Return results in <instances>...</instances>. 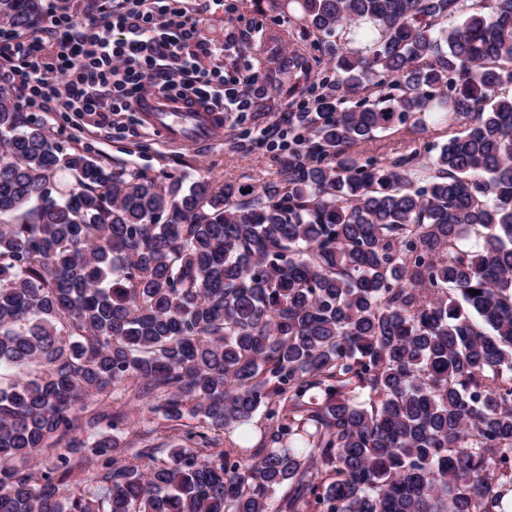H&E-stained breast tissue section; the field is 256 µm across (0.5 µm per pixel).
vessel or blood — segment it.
<instances>
[{
  "instance_id": "1",
  "label": "vessel or blood",
  "mask_w": 512,
  "mask_h": 512,
  "mask_svg": "<svg viewBox=\"0 0 512 512\" xmlns=\"http://www.w3.org/2000/svg\"><path fill=\"white\" fill-rule=\"evenodd\" d=\"M140 110L148 128L180 144L209 143L224 124L222 112L190 98L157 97Z\"/></svg>"
}]
</instances>
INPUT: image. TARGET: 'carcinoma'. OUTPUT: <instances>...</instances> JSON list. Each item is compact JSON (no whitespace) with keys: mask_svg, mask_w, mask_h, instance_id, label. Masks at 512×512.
Instances as JSON below:
<instances>
[{"mask_svg":"<svg viewBox=\"0 0 512 512\" xmlns=\"http://www.w3.org/2000/svg\"><path fill=\"white\" fill-rule=\"evenodd\" d=\"M267 8L335 38L336 94L246 194L65 153L0 91V512L512 508V0ZM430 119L437 153L356 156ZM122 392L172 441L127 439Z\"/></svg>","mask_w":512,"mask_h":512,"instance_id":"obj_1","label":"carcinoma"}]
</instances>
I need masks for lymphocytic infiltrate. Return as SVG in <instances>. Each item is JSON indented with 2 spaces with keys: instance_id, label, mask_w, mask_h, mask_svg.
Instances as JSON below:
<instances>
[{
  "instance_id": "lymphocytic-infiltrate-1",
  "label": "lymphocytic infiltrate",
  "mask_w": 512,
  "mask_h": 512,
  "mask_svg": "<svg viewBox=\"0 0 512 512\" xmlns=\"http://www.w3.org/2000/svg\"><path fill=\"white\" fill-rule=\"evenodd\" d=\"M199 25L168 0H122L86 23L59 0L41 36L0 33V78L20 91L24 111L84 114L110 134L124 132L121 113L163 94L241 111L254 75L231 81L207 67L213 51Z\"/></svg>"
}]
</instances>
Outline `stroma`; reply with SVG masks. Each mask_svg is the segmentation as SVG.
<instances>
[{
  "label": "stroma",
  "mask_w": 512,
  "mask_h": 512,
  "mask_svg": "<svg viewBox=\"0 0 512 512\" xmlns=\"http://www.w3.org/2000/svg\"><path fill=\"white\" fill-rule=\"evenodd\" d=\"M183 4L201 10L200 34L223 48L221 66L247 59L262 75L270 54L285 56L294 48L293 22L279 12H259L255 0H237L232 13L225 11V0H183ZM289 87L287 75H279L277 81L269 83L270 96L260 110L225 113L223 132L204 146L173 145L148 128L134 137L110 136L92 126L90 118L73 112H39L35 118L66 152L89 153L113 168L158 185L179 179L188 186L203 178L217 189L227 183L257 189L277 177L283 156L270 144L258 143L256 132L281 119L287 105L293 103ZM447 138L446 128L436 123H429L424 131L405 124L377 133L359 146L357 155H397L423 144L436 148Z\"/></svg>",
  "instance_id": "obj_1"
}]
</instances>
